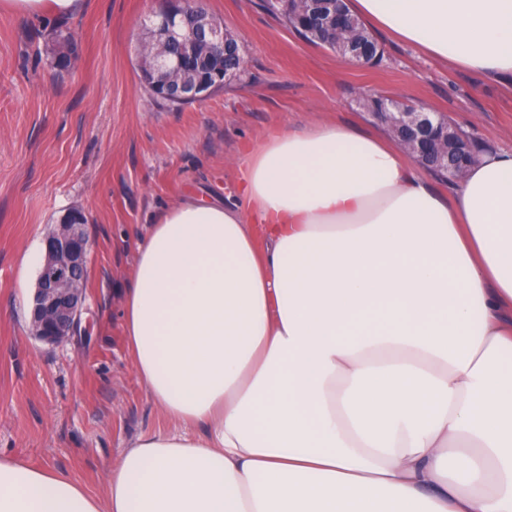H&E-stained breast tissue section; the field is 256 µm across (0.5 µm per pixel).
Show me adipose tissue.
<instances>
[{
	"label": "adipose tissue",
	"instance_id": "1",
	"mask_svg": "<svg viewBox=\"0 0 512 512\" xmlns=\"http://www.w3.org/2000/svg\"><path fill=\"white\" fill-rule=\"evenodd\" d=\"M432 58L512 81V0H347ZM239 203L193 194L136 246L140 383L172 422L104 496L0 456V512H512V149L440 193L378 133L258 141Z\"/></svg>",
	"mask_w": 512,
	"mask_h": 512
}]
</instances>
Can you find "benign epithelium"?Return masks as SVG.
<instances>
[{
    "label": "benign epithelium",
    "instance_id": "7a95c632",
    "mask_svg": "<svg viewBox=\"0 0 512 512\" xmlns=\"http://www.w3.org/2000/svg\"><path fill=\"white\" fill-rule=\"evenodd\" d=\"M305 17L310 27L320 31H339L346 25L339 3L332 0L312 4ZM160 42L179 48L175 61H164L152 49ZM199 45L211 55L224 56V24L197 8L187 7L186 0H165L154 15L153 26L139 40V72L171 98L202 100L212 86L235 79L237 72L224 69L189 80L183 66L193 61V49ZM389 122L413 160L422 158L428 165L446 161L450 172H458L467 165V159L451 146L458 130L450 123L436 121L427 112H400L391 116ZM86 223L82 210L71 209L43 241V260L29 307L31 332L47 344L63 343L81 324L85 293L80 284L87 271L88 257Z\"/></svg>",
    "mask_w": 512,
    "mask_h": 512
}]
</instances>
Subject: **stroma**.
I'll list each match as a JSON object with an SVG mask.
<instances>
[{
	"label": "stroma",
	"instance_id": "obj_1",
	"mask_svg": "<svg viewBox=\"0 0 512 512\" xmlns=\"http://www.w3.org/2000/svg\"><path fill=\"white\" fill-rule=\"evenodd\" d=\"M241 45L246 74L180 109L154 100L135 68L160 0H84L63 18L0 12V455L50 466L102 494L113 459L169 423L134 371L122 292L153 217L188 194L226 199L240 150L279 128L377 124L379 94L449 118L483 147L512 148V85L424 55L383 32L376 65L307 43L258 0H205ZM75 38L65 70L45 52L51 29ZM86 212L81 331L59 346L22 316L38 266L23 257L66 211Z\"/></svg>",
	"mask_w": 512,
	"mask_h": 512
}]
</instances>
